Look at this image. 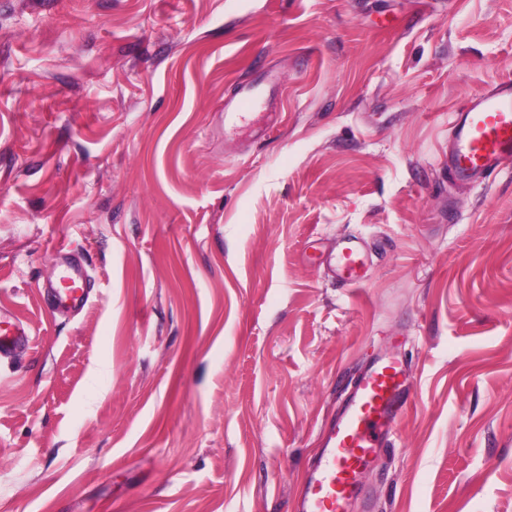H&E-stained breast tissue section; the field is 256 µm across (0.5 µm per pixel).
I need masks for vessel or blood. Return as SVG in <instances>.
Returning <instances> with one entry per match:
<instances>
[{"mask_svg": "<svg viewBox=\"0 0 512 512\" xmlns=\"http://www.w3.org/2000/svg\"><path fill=\"white\" fill-rule=\"evenodd\" d=\"M268 74L242 84L225 105L236 121L253 112L259 98L273 90ZM512 165V79L466 99L452 115L448 172L461 183L479 185ZM366 247L349 239L339 245L331 271L339 283L356 287L368 272ZM86 272L75 260L56 264L60 285L46 291L54 312L82 311L88 304ZM30 340V331L14 315L0 310V360L12 358ZM408 367L398 354L367 365L352 384L339 415L321 430L322 448L297 512H347L377 449L385 447L408 403Z\"/></svg>", "mask_w": 512, "mask_h": 512, "instance_id": "1", "label": "vessel or blood"}]
</instances>
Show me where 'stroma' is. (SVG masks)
I'll list each match as a JSON object with an SVG mask.
<instances>
[{"instance_id":"obj_1","label":"stroma","mask_w":512,"mask_h":512,"mask_svg":"<svg viewBox=\"0 0 512 512\" xmlns=\"http://www.w3.org/2000/svg\"><path fill=\"white\" fill-rule=\"evenodd\" d=\"M510 77L512 0H0V307L33 334L0 512H295L393 350L411 402L350 512H512V167L448 175L453 112ZM347 237L358 287L323 265ZM274 87L275 84L265 73L252 82L240 84L236 94L224 104L225 119L234 122L253 112L259 98L266 91L272 92ZM56 279L74 284L72 288L44 289L54 312L67 314L82 311L88 304V293L83 288L86 272L82 264L75 260H66L55 263Z\"/></svg>"}]
</instances>
